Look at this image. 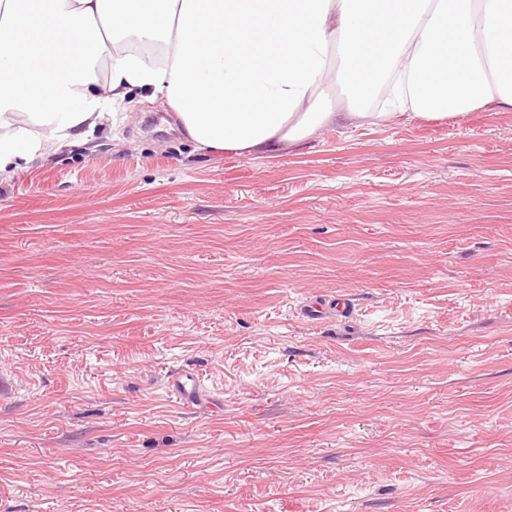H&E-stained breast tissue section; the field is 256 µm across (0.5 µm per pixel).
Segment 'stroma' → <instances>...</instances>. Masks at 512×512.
Here are the masks:
<instances>
[{
  "label": "stroma",
  "instance_id": "35a3bbf8",
  "mask_svg": "<svg viewBox=\"0 0 512 512\" xmlns=\"http://www.w3.org/2000/svg\"><path fill=\"white\" fill-rule=\"evenodd\" d=\"M174 123L137 90L0 179V512H512V110L276 160ZM344 297H338L333 301H310L301 309L302 316L310 320H318L327 315L330 311L344 312L347 309L348 303ZM168 389L176 401L183 406L203 407L212 404L211 399L205 398L196 379L189 373H174L168 380Z\"/></svg>",
  "mask_w": 512,
  "mask_h": 512
}]
</instances>
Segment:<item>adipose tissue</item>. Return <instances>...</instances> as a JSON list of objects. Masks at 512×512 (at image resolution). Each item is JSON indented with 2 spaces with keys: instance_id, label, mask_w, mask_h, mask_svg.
Masks as SVG:
<instances>
[{
  "instance_id": "ef3b65f1",
  "label": "adipose tissue",
  "mask_w": 512,
  "mask_h": 512,
  "mask_svg": "<svg viewBox=\"0 0 512 512\" xmlns=\"http://www.w3.org/2000/svg\"><path fill=\"white\" fill-rule=\"evenodd\" d=\"M137 89L197 151L257 159L347 124L512 108V0H0V174L81 143Z\"/></svg>"
}]
</instances>
